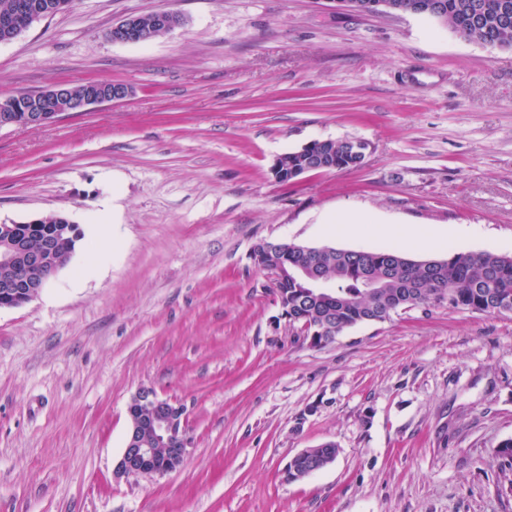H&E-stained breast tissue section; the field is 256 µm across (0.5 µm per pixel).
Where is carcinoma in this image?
I'll return each instance as SVG.
<instances>
[{
	"instance_id": "obj_1",
	"label": "carcinoma",
	"mask_w": 512,
	"mask_h": 512,
	"mask_svg": "<svg viewBox=\"0 0 512 512\" xmlns=\"http://www.w3.org/2000/svg\"><path fill=\"white\" fill-rule=\"evenodd\" d=\"M440 10L432 21L460 37L496 47H512V0H481L482 14L473 13L474 0H438ZM328 170L360 167L357 157L342 141L327 148ZM268 249L251 253L258 268L282 265L287 274L275 281L284 312L302 324L306 336L317 333L325 343L346 329L368 321H383L399 308L432 303L489 315L512 312V256L491 252L453 253L435 262L405 256L396 246L373 250L317 247L306 254L291 243L267 242ZM315 265L332 283L328 294L317 295L298 266ZM324 450L313 448L294 461L304 474L324 461Z\"/></svg>"
}]
</instances>
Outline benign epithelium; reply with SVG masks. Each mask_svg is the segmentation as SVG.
Here are the masks:
<instances>
[{
    "mask_svg": "<svg viewBox=\"0 0 512 512\" xmlns=\"http://www.w3.org/2000/svg\"><path fill=\"white\" fill-rule=\"evenodd\" d=\"M44 18L40 12H26L23 21L8 27L4 41L17 38L31 25ZM182 22L174 11L154 13L153 23L163 32H170ZM109 38L119 43L144 42L152 35L138 16H131L112 28ZM132 88L108 81L95 82L81 96H75L63 85H56L36 94H20L0 103V129L6 127H41L60 118L87 111L90 107L127 99ZM30 226L59 224L67 226L70 236L80 233L78 225L64 216H39L26 221ZM22 223H0V267H8L14 275L0 281V309L21 306L39 295L41 290L71 261L74 251H59L61 239L48 231L39 238L38 246L29 245L18 227ZM127 412L130 425L125 447L116 465L115 474H165L184 463L191 437L186 427L185 408L160 398L150 388L138 390L131 398Z\"/></svg>",
    "mask_w": 512,
    "mask_h": 512,
    "instance_id": "benign-epithelium-1",
    "label": "benign epithelium"
}]
</instances>
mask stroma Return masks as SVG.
<instances>
[{"mask_svg":"<svg viewBox=\"0 0 512 512\" xmlns=\"http://www.w3.org/2000/svg\"><path fill=\"white\" fill-rule=\"evenodd\" d=\"M160 10L181 25L109 39ZM89 81L133 94L0 130V222L84 234L0 310V512H512V313L423 305L315 347L250 257L397 227L444 233L416 260L512 256V49L342 0H75L0 43V101ZM345 138L368 143L361 168L271 172ZM143 387L185 406L192 444L174 472L118 479ZM327 442L332 465L283 479ZM152 14H154L153 23L155 28H159L162 31H156L154 33V38L165 34V32L172 31L182 22L181 16L174 11H158L155 13L143 15L148 17L144 20L145 26L150 25L152 22V18L150 17ZM140 17L141 16H131L114 26L109 33V38L113 42L119 43L145 42L146 40L152 38L153 34H149L147 32L140 20Z\"/></svg>","mask_w":512,"mask_h":512,"instance_id":"35a3bbf8","label":"stroma"}]
</instances>
